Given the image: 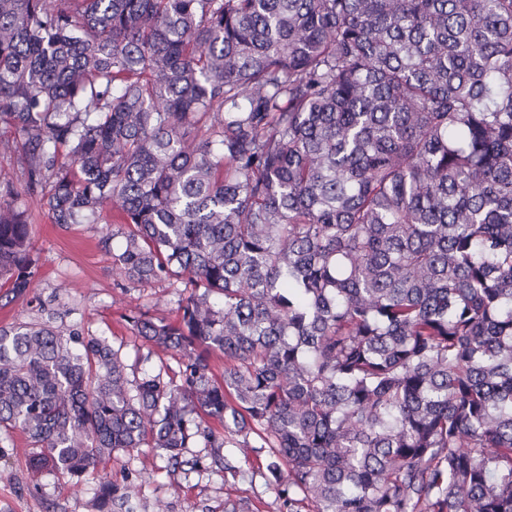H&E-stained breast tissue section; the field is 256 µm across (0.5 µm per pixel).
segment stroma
<instances>
[{
  "label": "stroma",
  "instance_id": "1",
  "mask_svg": "<svg viewBox=\"0 0 512 512\" xmlns=\"http://www.w3.org/2000/svg\"><path fill=\"white\" fill-rule=\"evenodd\" d=\"M27 209L37 274L27 300L0 308V325L34 319L37 303L43 302L57 324L123 343L128 362H135L137 344L124 314L139 307L171 316L176 305L161 284L118 288L112 253L122 240L100 244L107 226L117 225L116 212H108L105 222L65 229L52 223L39 199H29ZM30 452L18 432L0 446V512H97L95 496L105 473L113 485L130 490L132 512H287L262 448H193L187 457L196 468L176 471L159 452L144 448L89 471L75 491L55 473L32 474L26 466Z\"/></svg>",
  "mask_w": 512,
  "mask_h": 512
}]
</instances>
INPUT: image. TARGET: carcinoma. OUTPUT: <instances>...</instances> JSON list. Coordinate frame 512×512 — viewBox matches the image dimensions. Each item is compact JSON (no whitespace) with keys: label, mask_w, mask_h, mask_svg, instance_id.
Masks as SVG:
<instances>
[{"label":"carcinoma","mask_w":512,"mask_h":512,"mask_svg":"<svg viewBox=\"0 0 512 512\" xmlns=\"http://www.w3.org/2000/svg\"><path fill=\"white\" fill-rule=\"evenodd\" d=\"M0 127V300L34 196L117 209L112 270L177 296L125 316L157 371L0 326L30 469L254 435L288 512H512V0H0Z\"/></svg>","instance_id":"obj_1"}]
</instances>
